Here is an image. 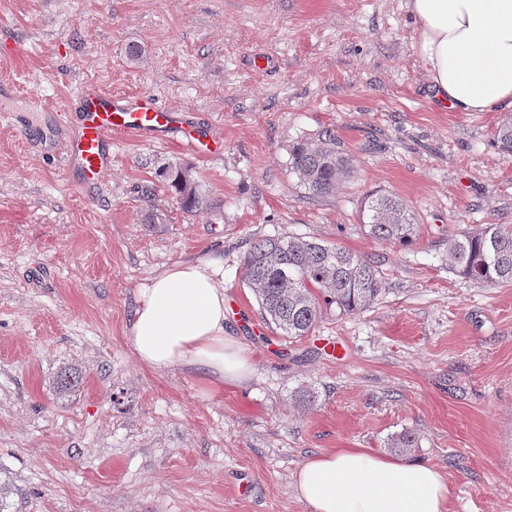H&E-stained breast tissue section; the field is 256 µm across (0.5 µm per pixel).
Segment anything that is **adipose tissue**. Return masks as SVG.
Returning a JSON list of instances; mask_svg holds the SVG:
<instances>
[{
	"instance_id": "1",
	"label": "adipose tissue",
	"mask_w": 512,
	"mask_h": 512,
	"mask_svg": "<svg viewBox=\"0 0 512 512\" xmlns=\"http://www.w3.org/2000/svg\"><path fill=\"white\" fill-rule=\"evenodd\" d=\"M416 52L437 104L452 112H512V0H406ZM224 266L178 262L143 288L128 340L144 365L195 368L211 384L238 381L252 363L225 329ZM309 512H446L448 483L435 467L339 448L295 475Z\"/></svg>"
}]
</instances>
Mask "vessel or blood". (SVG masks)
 Wrapping results in <instances>:
<instances>
[{
	"label": "vessel or blood",
	"mask_w": 512,
	"mask_h": 512,
	"mask_svg": "<svg viewBox=\"0 0 512 512\" xmlns=\"http://www.w3.org/2000/svg\"><path fill=\"white\" fill-rule=\"evenodd\" d=\"M71 104L75 126L59 130L58 136L68 165L77 167L89 185L112 165L113 133L170 141L193 154L205 145V135L195 129L190 114L162 107L147 93H111L97 83L85 82L75 89Z\"/></svg>",
	"instance_id": "obj_1"
}]
</instances>
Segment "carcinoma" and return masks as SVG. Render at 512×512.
Returning a JSON list of instances; mask_svg holds the SVG:
<instances>
[{
  "label": "carcinoma",
  "mask_w": 512,
  "mask_h": 512,
  "mask_svg": "<svg viewBox=\"0 0 512 512\" xmlns=\"http://www.w3.org/2000/svg\"><path fill=\"white\" fill-rule=\"evenodd\" d=\"M493 140L499 150L512 153V114L497 126ZM289 170L308 194L324 197L336 190L341 178L353 172V166L349 157L323 143H306L292 149ZM155 175L185 212L208 209V200L191 179L189 166L164 164ZM141 195L146 202V222L159 223L154 188L142 187ZM360 219L380 242L408 243L415 235L414 212L390 192L368 194ZM242 269L244 281L253 290L265 318L290 338L308 335L332 309L340 315L366 309L386 290L377 260L313 239L258 240L246 253ZM448 269L478 284L511 286L512 226L486 224L460 234L448 247ZM79 384L80 377L70 371L54 380V388L61 394ZM418 442L414 432L403 431L387 440V448L394 453H409ZM18 496L13 477L0 470V512H18Z\"/></svg>",
  "instance_id": "carcinoma-1"
}]
</instances>
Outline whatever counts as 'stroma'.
I'll return each mask as SVG.
<instances>
[{
  "label": "stroma",
  "mask_w": 512,
  "mask_h": 512,
  "mask_svg": "<svg viewBox=\"0 0 512 512\" xmlns=\"http://www.w3.org/2000/svg\"><path fill=\"white\" fill-rule=\"evenodd\" d=\"M405 0H0V468L19 512H309L294 475L336 448L437 467L449 512H512V286L448 268V243L512 225V153L499 112L435 103ZM138 58H130V47ZM192 111L221 143L192 156L112 138V166L83 185L41 147L82 82ZM333 133L352 177L311 197L290 148ZM190 165L210 208L184 212L141 188ZM398 195L410 245L377 242L363 198ZM315 238L379 259L387 289L367 310L328 312L307 336L266 324L242 277L263 238ZM224 260L229 331L252 373L211 385L141 364L127 328L141 288L171 264ZM74 368L81 384L51 382ZM312 403H295L298 391Z\"/></svg>",
  "instance_id": "stroma-1"
}]
</instances>
